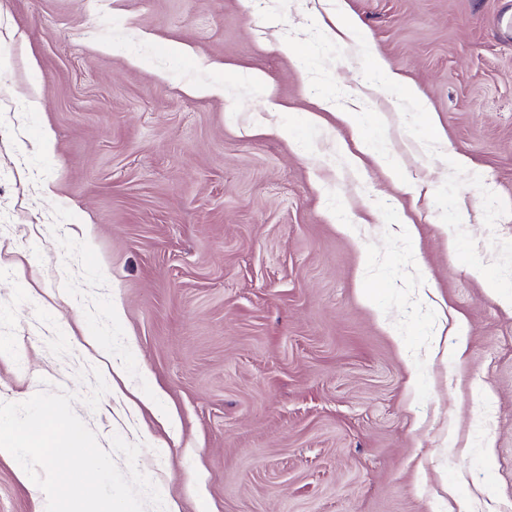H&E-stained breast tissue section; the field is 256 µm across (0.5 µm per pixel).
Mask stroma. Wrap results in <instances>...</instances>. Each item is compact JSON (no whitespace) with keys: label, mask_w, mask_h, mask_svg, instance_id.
<instances>
[{"label":"stroma","mask_w":512,"mask_h":512,"mask_svg":"<svg viewBox=\"0 0 512 512\" xmlns=\"http://www.w3.org/2000/svg\"><path fill=\"white\" fill-rule=\"evenodd\" d=\"M58 389L178 512H512V0H0V402Z\"/></svg>","instance_id":"stroma-1"}]
</instances>
